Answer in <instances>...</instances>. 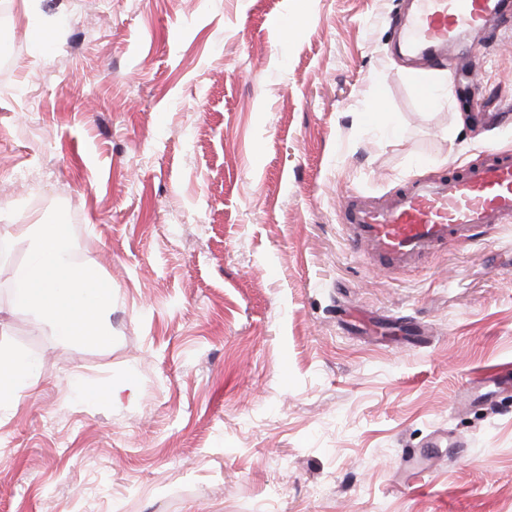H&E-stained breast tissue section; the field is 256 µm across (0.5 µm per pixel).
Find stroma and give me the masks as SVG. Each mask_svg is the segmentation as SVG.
I'll return each mask as SVG.
<instances>
[{"label": "stroma", "instance_id": "obj_1", "mask_svg": "<svg viewBox=\"0 0 512 512\" xmlns=\"http://www.w3.org/2000/svg\"><path fill=\"white\" fill-rule=\"evenodd\" d=\"M31 2L0 0V351L38 375L0 512H512V223L392 274L342 220L512 151V16L423 65L407 0ZM46 216L106 344L15 303Z\"/></svg>", "mask_w": 512, "mask_h": 512}]
</instances>
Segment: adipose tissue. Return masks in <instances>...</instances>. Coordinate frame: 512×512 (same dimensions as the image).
<instances>
[{
	"label": "adipose tissue",
	"mask_w": 512,
	"mask_h": 512,
	"mask_svg": "<svg viewBox=\"0 0 512 512\" xmlns=\"http://www.w3.org/2000/svg\"><path fill=\"white\" fill-rule=\"evenodd\" d=\"M15 230L30 252L29 263L16 273L17 305L45 315L59 336L91 344L104 342L110 334L111 286L75 264L62 225L46 218L37 224L16 225ZM34 376V365L25 356H0V402L19 401Z\"/></svg>",
	"instance_id": "obj_1"
}]
</instances>
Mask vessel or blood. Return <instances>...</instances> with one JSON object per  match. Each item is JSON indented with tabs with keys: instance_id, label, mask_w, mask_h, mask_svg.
<instances>
[{
	"instance_id": "b4317fda",
	"label": "vessel or blood",
	"mask_w": 512,
	"mask_h": 512,
	"mask_svg": "<svg viewBox=\"0 0 512 512\" xmlns=\"http://www.w3.org/2000/svg\"><path fill=\"white\" fill-rule=\"evenodd\" d=\"M512 10V0H416L398 40L433 57L457 36ZM512 220V153L493 151L481 163L433 179H416L381 205L348 200L351 242L388 272L415 267L435 250L475 242L481 231Z\"/></svg>"
}]
</instances>
